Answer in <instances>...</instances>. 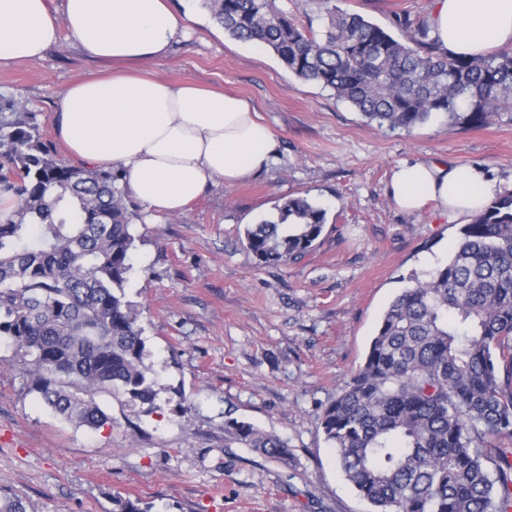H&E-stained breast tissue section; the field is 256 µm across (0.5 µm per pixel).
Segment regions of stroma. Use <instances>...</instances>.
I'll return each instance as SVG.
<instances>
[{
    "instance_id": "obj_1",
    "label": "stroma",
    "mask_w": 512,
    "mask_h": 512,
    "mask_svg": "<svg viewBox=\"0 0 512 512\" xmlns=\"http://www.w3.org/2000/svg\"><path fill=\"white\" fill-rule=\"evenodd\" d=\"M195 23L141 71L241 95L270 127L269 165L234 185L210 182L181 213L130 207L133 267L125 299L138 312L154 408L100 396L111 422L91 430L57 416L0 342V498L29 512H113L114 497L151 512H372L340 472L317 417L363 365L389 303L445 263L465 217L398 210L389 194L406 160L484 169L512 190V110L485 123L438 115L411 132L368 121L269 50L234 40L199 0H171ZM392 28L433 0H338ZM68 31L44 59L0 65V93L34 112L61 150L53 114L66 84L104 70ZM290 196L327 211L318 247L285 266L260 264L247 225ZM287 439L288 462L229 442V419Z\"/></svg>"
}]
</instances>
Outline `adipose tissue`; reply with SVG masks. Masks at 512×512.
Listing matches in <instances>:
<instances>
[{
    "label": "adipose tissue",
    "mask_w": 512,
    "mask_h": 512,
    "mask_svg": "<svg viewBox=\"0 0 512 512\" xmlns=\"http://www.w3.org/2000/svg\"><path fill=\"white\" fill-rule=\"evenodd\" d=\"M169 0H0V63L41 60L69 30L96 59L127 63L159 58L192 22ZM429 22L439 44L480 55L512 45V0H435ZM55 131L71 158L93 168H122L129 192L147 208L175 212L210 181L233 184L268 165L274 136L244 97L172 83L153 75L89 77L62 89ZM396 205L415 213L470 215L497 193L482 169L406 161L393 173Z\"/></svg>",
    "instance_id": "adipose-tissue-1"
}]
</instances>
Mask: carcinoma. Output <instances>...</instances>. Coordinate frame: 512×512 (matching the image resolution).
Masks as SVG:
<instances>
[{
	"label": "carcinoma",
	"instance_id": "cac0c4a2",
	"mask_svg": "<svg viewBox=\"0 0 512 512\" xmlns=\"http://www.w3.org/2000/svg\"><path fill=\"white\" fill-rule=\"evenodd\" d=\"M231 38L258 41L297 78L369 121L411 131L433 115L485 122L512 108V51L457 56L428 18L395 15V37L336 0H313L321 32L274 0H202ZM0 339L43 402L79 426L111 418L101 394L154 405L138 314L125 301L133 214L110 172L57 157L21 103L0 94ZM245 230L265 265L312 252L326 210L283 200ZM319 427L345 479L375 512H512V191L460 226L448 261L389 304L365 362L322 410ZM229 440L286 460L288 442L230 420Z\"/></svg>",
	"mask_w": 512,
	"mask_h": 512
}]
</instances>
